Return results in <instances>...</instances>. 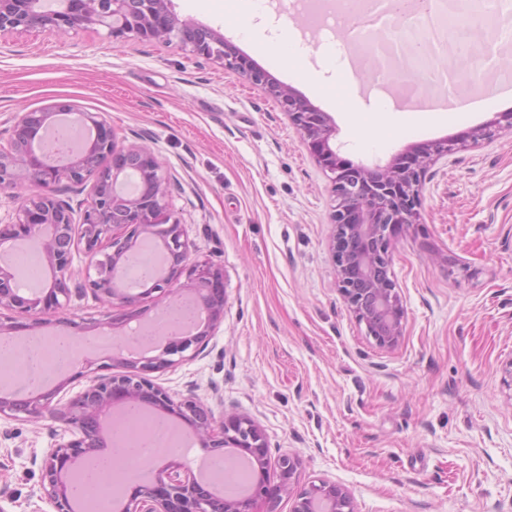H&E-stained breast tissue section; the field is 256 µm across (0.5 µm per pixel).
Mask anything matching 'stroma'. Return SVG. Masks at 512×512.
Listing matches in <instances>:
<instances>
[{
    "label": "stroma",
    "mask_w": 512,
    "mask_h": 512,
    "mask_svg": "<svg viewBox=\"0 0 512 512\" xmlns=\"http://www.w3.org/2000/svg\"><path fill=\"white\" fill-rule=\"evenodd\" d=\"M254 67L326 113L340 159L386 167L512 112V17L480 19L481 54L449 60L456 112L411 115L401 95L353 70L350 35L266 0L226 22V0H172ZM291 25L299 66L281 63ZM70 100L119 137L143 139L182 185L170 210L191 255L224 270V321L204 353L151 373L174 400L197 396L251 418L271 457L302 461L300 484L342 485L356 512H512V131L468 143L422 177L418 220L391 241L405 308L399 346L379 350L344 303L332 260L333 184L277 102L212 60L97 26L0 35V136L14 115ZM72 301L112 362L123 309ZM64 427L0 419V512H53L41 464Z\"/></svg>",
    "instance_id": "35a3bbf8"
}]
</instances>
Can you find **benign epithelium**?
I'll use <instances>...</instances> for the list:
<instances>
[{
    "label": "benign epithelium",
    "mask_w": 512,
    "mask_h": 512,
    "mask_svg": "<svg viewBox=\"0 0 512 512\" xmlns=\"http://www.w3.org/2000/svg\"><path fill=\"white\" fill-rule=\"evenodd\" d=\"M94 26L107 28L115 40L156 41L215 60L279 103L311 153L333 174L332 257L339 292L378 348H396L403 336L405 309L390 275L389 243L404 225L416 223L425 169L454 150L455 143H427L406 164L383 170L339 165L330 146L336 128L326 113L248 65L223 35L178 18L172 0H62L59 9H49L40 0H0V34L31 28L62 34ZM56 115L68 116L91 132V143L72 153L61 168L47 164L33 146ZM504 128L512 130L511 112L472 131L469 138H491ZM177 184L148 146L118 139L110 123L74 102H55L16 116L9 137L0 142V190L12 192L17 201L11 221L0 223V247L26 239L48 266L50 279L32 292L21 287L10 267H0V334L33 329L35 324L19 318L56 313L72 298L87 296L103 307H133L146 298L162 301L187 291L204 319L156 356L112 358L117 372L89 377L86 389L65 403L55 401L65 379L49 389H33L21 399L1 394L0 416H47L72 435L49 449L41 467V489L54 512H78L72 484L79 467L102 448L99 421L128 403L148 404L180 419L202 448L237 449L257 468L258 478L245 495L226 498L212 494L185 465L170 461L149 483L125 477L121 512H278L285 496L292 500L290 512H355L348 491L339 484L323 480L295 486L301 466L296 456H280L279 482L268 481V443L250 418L218 417L193 396L175 401L147 377L204 353L224 319V270L208 259H190L182 224L171 216V187ZM71 193H84L86 198L74 205ZM141 235L159 237L168 257L150 286L137 292L118 286L114 272ZM77 255L86 259L85 268H75Z\"/></svg>",
    "instance_id": "benign-epithelium-1"
}]
</instances>
